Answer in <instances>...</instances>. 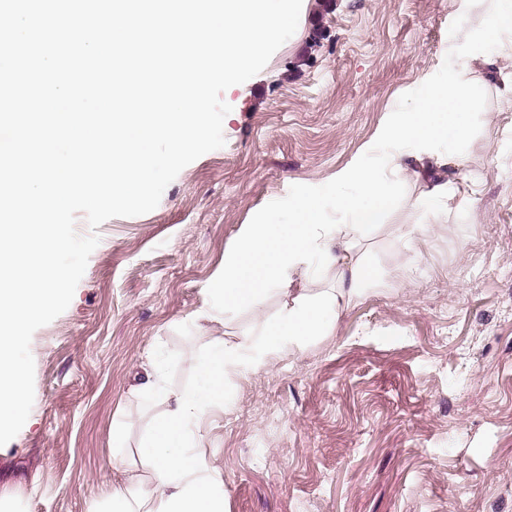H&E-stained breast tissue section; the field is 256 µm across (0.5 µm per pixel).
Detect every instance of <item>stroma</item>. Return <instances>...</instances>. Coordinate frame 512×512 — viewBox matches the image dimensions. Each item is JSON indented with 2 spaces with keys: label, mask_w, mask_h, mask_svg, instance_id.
Masks as SVG:
<instances>
[{
  "label": "stroma",
  "mask_w": 512,
  "mask_h": 512,
  "mask_svg": "<svg viewBox=\"0 0 512 512\" xmlns=\"http://www.w3.org/2000/svg\"><path fill=\"white\" fill-rule=\"evenodd\" d=\"M463 0H303L294 35L227 89L222 148L186 166L159 205L98 227L69 307L31 341L35 397L0 446L8 512H91L125 483L148 423V356L193 384L216 339L260 334L283 298L219 311L213 294L243 232L273 204L330 191L363 164L395 182L388 224L360 245L376 281L302 349L229 375L199 453L224 512H512V37L479 78L447 213L428 181L395 172L379 132L421 81L467 69L453 41ZM129 423L125 457L112 426Z\"/></svg>",
  "instance_id": "35a3bbf8"
}]
</instances>
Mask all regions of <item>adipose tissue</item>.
<instances>
[{"mask_svg": "<svg viewBox=\"0 0 512 512\" xmlns=\"http://www.w3.org/2000/svg\"><path fill=\"white\" fill-rule=\"evenodd\" d=\"M483 22L474 27L461 21L455 31L471 65H492L505 34H512V0H474ZM476 99L475 86L461 80L454 69L425 78L412 105L403 107L382 129L385 140L409 144L410 150L393 160L396 171L419 168L432 180L434 197L448 195L441 175L443 161L432 147L441 139L463 141ZM337 185L353 184L354 194H340L336 204L349 223L332 224L321 196L305 191L288 204L290 219L278 227L276 210L267 211L244 231L242 240L224 264V276L215 294L225 311L249 307L272 291L289 294L294 278L311 269H331L335 287L312 295L291 297L278 315L266 323L261 341L249 339L229 345L218 341L197 360L198 383L188 388L168 384V360L152 361L140 383V395L154 409L139 446L140 473L131 486H113L107 492L105 512H224V497L217 491L214 471L204 468L196 454L200 446V420L223 407L229 371L247 354L274 353L328 333L338 310L357 297L373 278V270L356 254L359 238L385 227L395 200V185L378 178L363 165L336 175Z\"/></svg>", "mask_w": 512, "mask_h": 512, "instance_id": "ef3b65f1", "label": "adipose tissue"}]
</instances>
